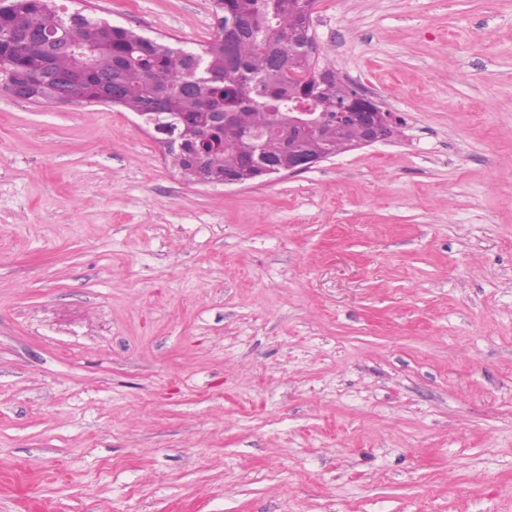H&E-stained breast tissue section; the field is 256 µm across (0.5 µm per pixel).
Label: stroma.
Here are the masks:
<instances>
[{
	"mask_svg": "<svg viewBox=\"0 0 512 512\" xmlns=\"http://www.w3.org/2000/svg\"><path fill=\"white\" fill-rule=\"evenodd\" d=\"M312 29L400 131L254 184L0 91V512H512V0H319Z\"/></svg>",
	"mask_w": 512,
	"mask_h": 512,
	"instance_id": "obj_1",
	"label": "stroma"
}]
</instances>
